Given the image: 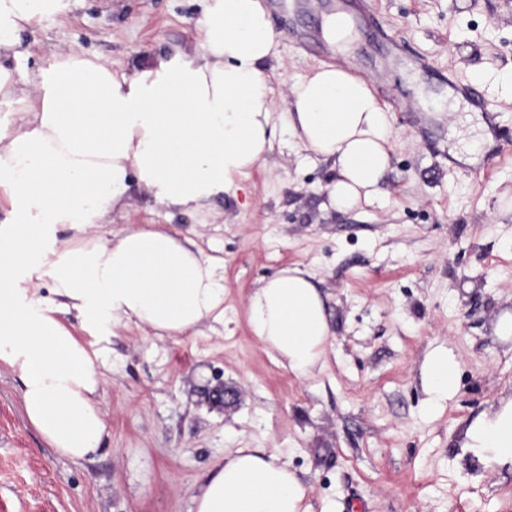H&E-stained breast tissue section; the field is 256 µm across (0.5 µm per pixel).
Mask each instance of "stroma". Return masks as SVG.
I'll return each mask as SVG.
<instances>
[{
  "label": "stroma",
  "instance_id": "stroma-1",
  "mask_svg": "<svg viewBox=\"0 0 512 512\" xmlns=\"http://www.w3.org/2000/svg\"><path fill=\"white\" fill-rule=\"evenodd\" d=\"M379 40L354 69L378 98L403 95L379 203L323 210L331 165L290 142L240 178L237 195L184 214L131 188L113 232L162 224L224 259V320L175 339L136 326L112 337L102 396L108 430L82 460L25 420L0 369V512H192L217 462L274 450L313 492L311 512H512V471L481 472L462 427L512 395V0H369ZM204 0H77L21 31L18 76L79 48L131 71L183 46ZM282 37L270 67L276 114L287 80L319 67ZM447 73L480 85L490 113L450 111ZM306 267L332 334L326 364L298 376L254 336L249 296L282 267ZM443 345L461 362L455 395L428 408L420 367ZM241 391L230 410L205 389Z\"/></svg>",
  "mask_w": 512,
  "mask_h": 512
}]
</instances>
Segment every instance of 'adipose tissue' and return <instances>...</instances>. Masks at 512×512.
<instances>
[{
  "mask_svg": "<svg viewBox=\"0 0 512 512\" xmlns=\"http://www.w3.org/2000/svg\"><path fill=\"white\" fill-rule=\"evenodd\" d=\"M74 2L0 0V56L14 51L22 29L67 15ZM195 29L185 46L145 55L130 74L81 50L55 55L29 83L0 64V102L15 108L0 123V191L13 209L0 225V368L17 378L28 423L70 459L94 453L107 433L101 385L113 327L164 339L224 319L223 258L160 228L108 227L131 183L197 212L236 194L239 178L274 147L265 68L280 35L260 0H205ZM287 99L293 144L336 172L324 209L380 200L394 114L367 81L325 66L294 80ZM65 225L76 235L62 241ZM43 269L45 293L36 280ZM248 316L289 371L322 364L331 335L325 300L299 267L256 288ZM78 327L97 335L96 350ZM458 372L452 350L426 355L429 408L453 397ZM461 446L483 468L512 470V397L469 422ZM311 492L277 453L241 448L216 466L193 512H310Z\"/></svg>",
  "mask_w": 512,
  "mask_h": 512,
  "instance_id": "obj_1",
  "label": "adipose tissue"
}]
</instances>
